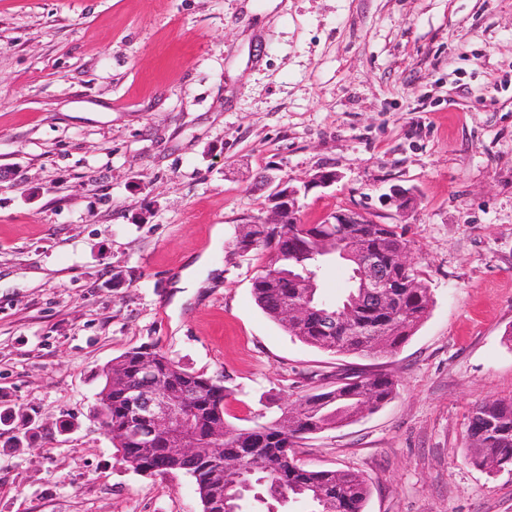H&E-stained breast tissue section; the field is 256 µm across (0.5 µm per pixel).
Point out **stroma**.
<instances>
[{
  "label": "stroma",
  "instance_id": "35a3bbf8",
  "mask_svg": "<svg viewBox=\"0 0 512 512\" xmlns=\"http://www.w3.org/2000/svg\"><path fill=\"white\" fill-rule=\"evenodd\" d=\"M0 170V512H202L96 421L100 368L144 345L223 380L241 426L389 373L390 401L298 459L359 472L364 512H512V466L463 439L512 396V0H0ZM321 170L302 223L398 225L430 288L395 355L307 346L254 301L267 256L234 243L260 176ZM203 254L204 287H179Z\"/></svg>",
  "mask_w": 512,
  "mask_h": 512
}]
</instances>
